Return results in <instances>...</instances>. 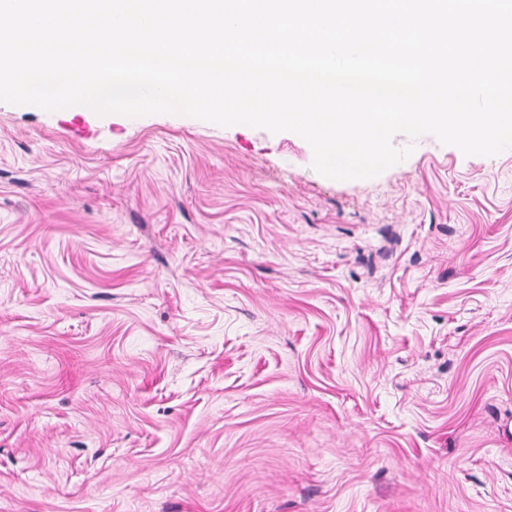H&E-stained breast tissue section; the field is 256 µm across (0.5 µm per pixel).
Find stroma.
<instances>
[{
  "label": "stroma",
  "mask_w": 512,
  "mask_h": 512,
  "mask_svg": "<svg viewBox=\"0 0 512 512\" xmlns=\"http://www.w3.org/2000/svg\"><path fill=\"white\" fill-rule=\"evenodd\" d=\"M0 102V512H512V148Z\"/></svg>",
  "instance_id": "obj_1"
}]
</instances>
